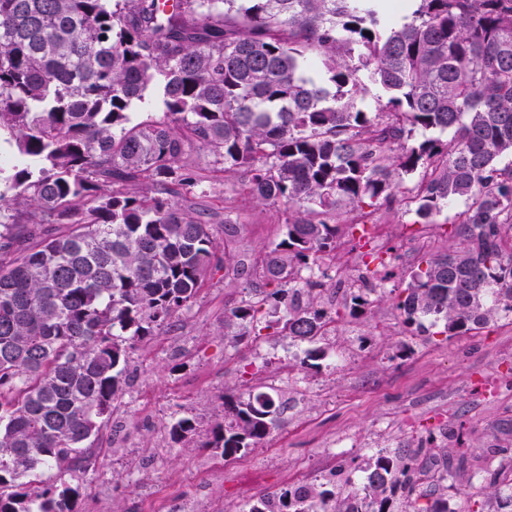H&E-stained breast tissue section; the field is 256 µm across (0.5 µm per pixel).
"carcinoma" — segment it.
<instances>
[{
	"label": "carcinoma",
	"mask_w": 512,
	"mask_h": 512,
	"mask_svg": "<svg viewBox=\"0 0 512 512\" xmlns=\"http://www.w3.org/2000/svg\"><path fill=\"white\" fill-rule=\"evenodd\" d=\"M159 78L164 117L131 122ZM369 85L375 112L357 104ZM2 133L15 154L0 167L14 190L0 194V512H75L60 475L96 467L129 350L220 269L245 290L226 336L311 344L388 294L420 333L512 318V0H419L403 25L382 0H179L169 15L158 0H0ZM197 146L242 174L241 196L285 206L281 238L248 265L219 258L205 213L178 202L198 184ZM368 200L419 224L466 209L416 266L370 271L393 288L328 308L335 278L295 281L354 236L343 217ZM281 407L275 388L241 385L206 447L261 446ZM195 422L179 415L170 431ZM453 437L380 450L356 480L290 486L247 512H394L395 498L450 512ZM481 447L508 452L512 419ZM504 487L512 471L495 470L464 495L507 512Z\"/></svg>",
	"instance_id": "cac0c4a2"
}]
</instances>
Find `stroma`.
I'll list each match as a JSON object with an SVG mask.
<instances>
[{"label": "stroma", "instance_id": "1", "mask_svg": "<svg viewBox=\"0 0 512 512\" xmlns=\"http://www.w3.org/2000/svg\"><path fill=\"white\" fill-rule=\"evenodd\" d=\"M190 162L201 180L186 204L209 211L219 240L232 219L233 260L280 237L282 207L242 200L225 212L232 185L213 156L199 148ZM362 222L390 225L400 266L417 261L425 227L403 206L364 207ZM241 296V285L215 273L171 327L132 349L124 404L98 441L99 468L78 481V512H242L264 494L366 466L372 449L338 450L342 437H374L394 451L450 425L460 428L464 445L450 450L457 477L448 501L456 512H478L479 499L462 491L476 472L501 465L477 442L512 416L511 321L472 336L416 335L387 298L375 303L370 322L343 325L330 359L305 366L303 349L289 347L286 337L225 335L224 313ZM287 359L301 364L297 381L281 369ZM245 370L253 383L281 389L291 401L261 447L224 458L200 442ZM183 411L196 414L202 430L177 443L169 426Z\"/></svg>", "mask_w": 512, "mask_h": 512}]
</instances>
